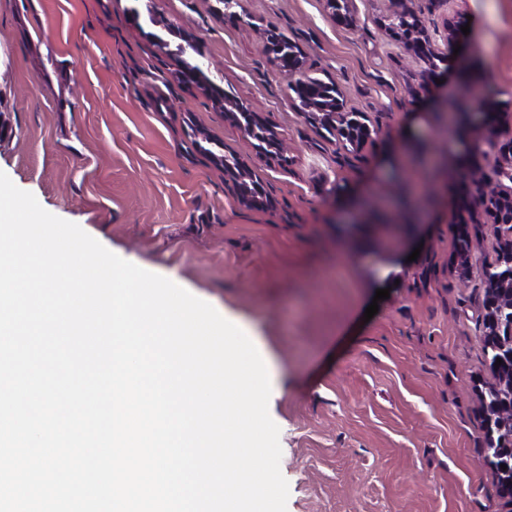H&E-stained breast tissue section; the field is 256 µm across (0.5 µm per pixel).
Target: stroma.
<instances>
[{"label":"stroma","mask_w":512,"mask_h":512,"mask_svg":"<svg viewBox=\"0 0 512 512\" xmlns=\"http://www.w3.org/2000/svg\"><path fill=\"white\" fill-rule=\"evenodd\" d=\"M345 4L348 25L327 0H244L232 21L217 0H0V171L256 336L287 512H512L478 409L493 382L483 296L458 257L466 233L473 265L494 260L495 224L451 222L512 110V0H411L446 56L435 69L384 31V0ZM448 19L470 28L455 56ZM271 31L363 113L374 146H341L296 111ZM198 63L278 133L284 160L179 82ZM471 92L480 108L449 124ZM232 156L267 205L240 203Z\"/></svg>","instance_id":"35a3bbf8"}]
</instances>
